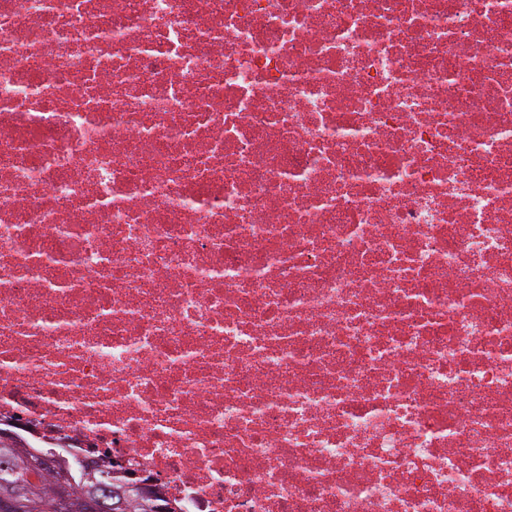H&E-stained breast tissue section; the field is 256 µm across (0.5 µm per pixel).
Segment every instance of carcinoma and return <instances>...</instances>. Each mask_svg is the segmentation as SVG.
<instances>
[{
	"mask_svg": "<svg viewBox=\"0 0 512 512\" xmlns=\"http://www.w3.org/2000/svg\"><path fill=\"white\" fill-rule=\"evenodd\" d=\"M90 468L70 452L55 454L49 448H20L14 442L0 449V496L10 494L12 487L24 483L34 487L25 512H57V502L69 501L70 512H84L83 503L98 493L109 490L122 502L120 512H177L169 502L144 486L127 488L133 482L129 475L117 471H96L91 481Z\"/></svg>",
	"mask_w": 512,
	"mask_h": 512,
	"instance_id": "1",
	"label": "carcinoma"
}]
</instances>
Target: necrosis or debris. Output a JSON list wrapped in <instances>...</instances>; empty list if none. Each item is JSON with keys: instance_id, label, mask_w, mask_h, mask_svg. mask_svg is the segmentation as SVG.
Segmentation results:
<instances>
[{"instance_id": "4bbe7bcc", "label": "necrosis or debris", "mask_w": 512, "mask_h": 512, "mask_svg": "<svg viewBox=\"0 0 512 512\" xmlns=\"http://www.w3.org/2000/svg\"><path fill=\"white\" fill-rule=\"evenodd\" d=\"M0 427L183 512H512V0H0Z\"/></svg>"}]
</instances>
